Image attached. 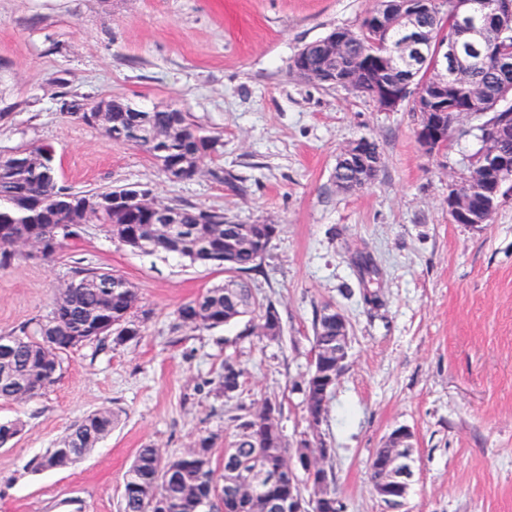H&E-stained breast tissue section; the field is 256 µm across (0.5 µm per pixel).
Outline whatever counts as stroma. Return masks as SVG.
<instances>
[{
    "label": "stroma",
    "instance_id": "stroma-1",
    "mask_svg": "<svg viewBox=\"0 0 512 512\" xmlns=\"http://www.w3.org/2000/svg\"><path fill=\"white\" fill-rule=\"evenodd\" d=\"M372 6L0 0V154L48 146L73 188L144 185L164 203L279 225L248 282L283 325L276 342L242 335L238 323L174 329L176 308L224 273L131 250L96 222L55 259L18 255L0 269V336L45 315L81 269L123 275L147 318L134 340L75 349L44 395L0 402L1 421L23 424L0 448V512H121L139 448L171 456L212 434L222 452L234 417L267 399L281 402L289 442L316 433L333 448L345 512H512V198L482 229L453 223L448 187L478 149L475 138L427 154L410 104L385 111L289 69L305 45L356 29ZM64 94L184 107L203 133L220 135L219 155L204 159L195 180L168 181L146 152L60 112ZM363 136L380 145L378 175L340 192L336 158ZM327 304L346 316L351 345L313 428L303 381L315 312ZM227 360L242 369V386L217 398L207 382ZM102 408L117 422L95 448L66 468H35L70 425ZM399 426L414 434L416 462L393 506L374 493L370 461Z\"/></svg>",
    "mask_w": 512,
    "mask_h": 512
}]
</instances>
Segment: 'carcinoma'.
<instances>
[{
    "label": "carcinoma",
    "instance_id": "1",
    "mask_svg": "<svg viewBox=\"0 0 512 512\" xmlns=\"http://www.w3.org/2000/svg\"><path fill=\"white\" fill-rule=\"evenodd\" d=\"M411 3L398 0L375 6L345 43L342 67L350 90L362 93L373 80L363 67L367 54L386 41L393 43L403 32L390 22L399 11H407ZM453 17L452 0H445L439 11L421 14L416 27L423 40L446 36V25ZM499 41L501 56L468 69V84L482 90V111L498 122L512 123V25L503 34L488 33ZM306 81L324 83L321 57L308 52ZM452 121L469 118L470 98L466 88L453 86ZM109 111L100 124L114 140L129 139L127 130L147 125L160 137V143L139 142L137 146L154 158L161 170L168 163L183 161L193 164L201 131L186 121L182 131L174 128L172 112H133L131 104L120 96L108 97ZM88 104L62 100L60 111L77 123H86ZM50 161L49 148H24L11 155H0V225L7 224L11 233L0 240V269L9 267L18 247L29 240L52 242L55 249L46 258L52 259L67 241L77 239L84 225L77 222V202L83 191L60 184L57 173L47 174L42 161ZM360 161H337L334 183L344 185L354 179ZM175 224H144L136 220L122 224L112 211L101 212L96 220L108 233H116L124 244L139 249V241L147 239L149 252L180 257L191 264L212 265L234 273L232 287L217 285L197 298L180 305L179 325L190 329H213L232 324L244 317L257 335L277 341L272 333L281 317L272 313L275 306L257 297L244 275L258 267V253L267 249L269 240L261 224H252L251 235L242 234V225L216 210H200L176 204ZM88 321L112 324V342L123 344L141 335L143 320L138 315L135 288L120 274L98 268L80 271L78 278L57 291L49 312L22 325L17 331L0 336V400L23 402L44 394L61 375L71 349V333ZM336 325L325 313L316 315L313 323V347L319 350L317 368L304 379L307 412L320 409L326 395L336 386ZM241 371L231 362H224L216 395L224 396L239 388ZM236 424L223 458L214 457L216 436L200 435L193 446L172 458L165 459L159 450L146 446L139 449L124 477L122 512H285L272 508L274 503L288 500V482L258 487L253 496L244 499L227 481L229 472L260 466L270 472L285 467L294 452L275 423L256 412L234 418ZM116 417L109 409L93 411L72 425L60 440V448L80 447L83 453L112 432ZM74 459L50 449L36 463L39 469L64 468Z\"/></svg>",
    "mask_w": 512,
    "mask_h": 512
}]
</instances>
